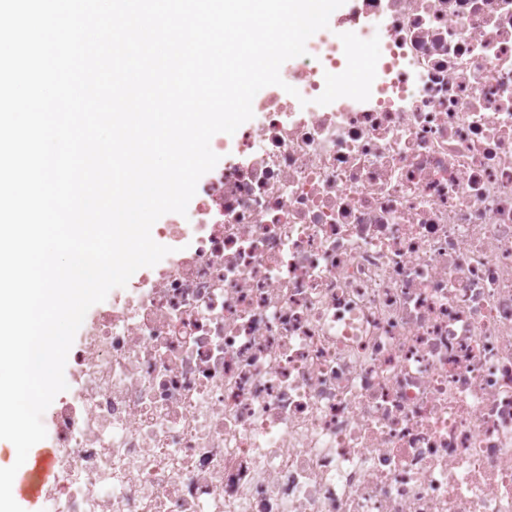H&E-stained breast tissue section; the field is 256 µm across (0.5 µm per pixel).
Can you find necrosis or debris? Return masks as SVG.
<instances>
[{
  "label": "necrosis or debris",
  "instance_id": "1",
  "mask_svg": "<svg viewBox=\"0 0 512 512\" xmlns=\"http://www.w3.org/2000/svg\"><path fill=\"white\" fill-rule=\"evenodd\" d=\"M282 78L87 313L48 512H512V0H345Z\"/></svg>",
  "mask_w": 512,
  "mask_h": 512
}]
</instances>
